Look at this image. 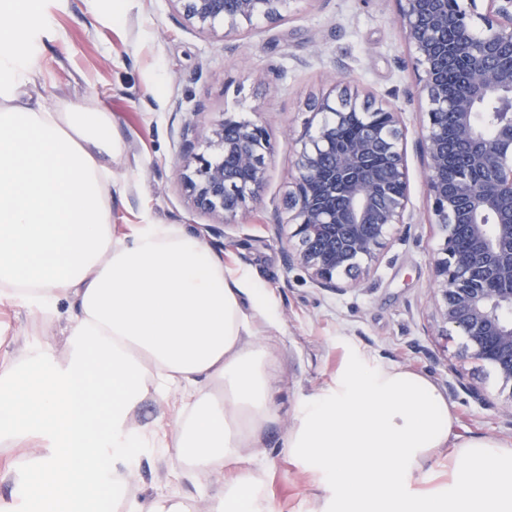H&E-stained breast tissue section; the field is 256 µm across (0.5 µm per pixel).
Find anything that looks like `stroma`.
Instances as JSON below:
<instances>
[{"mask_svg": "<svg viewBox=\"0 0 512 512\" xmlns=\"http://www.w3.org/2000/svg\"><path fill=\"white\" fill-rule=\"evenodd\" d=\"M55 18L59 36L48 45L40 78L49 104L97 101L127 144L112 164L117 230L139 223L147 211L159 223L202 232L227 267L248 269L273 295L276 322L257 316L253 323L270 352L276 418L259 447L243 449L242 463L225 465V477L251 468L273 512H318L335 496L282 443L298 407L331 380L348 344L443 389L458 380L483 386L497 405L512 398L488 369L460 357L462 337L445 335L435 314L431 260L442 234L416 150L427 116L395 0H291L282 18L259 21L241 35L199 30L177 0H127L117 25L94 17L84 0H64ZM338 77L401 108L410 176L406 237L385 251L360 288L341 293L318 288L289 266L291 228L278 223L295 174L291 143ZM226 118L263 124L271 144L261 195L232 225L222 214L197 209L183 178L186 161L209 152L212 131ZM44 344L65 346L56 323H34L25 310L0 306V353L18 356ZM448 400L460 437L512 440L496 408L461 390ZM37 454L0 444V470L11 471L0 481V512H58V502L38 498L26 462ZM171 465L155 450L119 462L129 502L181 491L168 477Z\"/></svg>", "mask_w": 512, "mask_h": 512, "instance_id": "stroma-1", "label": "stroma"}]
</instances>
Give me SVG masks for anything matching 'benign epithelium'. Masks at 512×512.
<instances>
[{
	"label": "benign epithelium",
	"mask_w": 512,
	"mask_h": 512,
	"mask_svg": "<svg viewBox=\"0 0 512 512\" xmlns=\"http://www.w3.org/2000/svg\"><path fill=\"white\" fill-rule=\"evenodd\" d=\"M201 30L227 34L275 19L288 0H176ZM397 0L398 23L419 69L428 126L419 142L426 188L443 243L432 260L438 313L447 334L465 339L463 355L512 385V0ZM459 88L448 94V77ZM317 106L321 120L296 142L297 174L288 193V264L320 288L359 285L380 258L409 200L402 116L350 90L344 80ZM495 129L489 141L475 117ZM354 113L357 137L337 134ZM214 153L194 157L185 175L197 208L227 223L245 213L265 182L263 125L226 119L213 131ZM454 157L460 174L448 175Z\"/></svg>",
	"instance_id": "1"
}]
</instances>
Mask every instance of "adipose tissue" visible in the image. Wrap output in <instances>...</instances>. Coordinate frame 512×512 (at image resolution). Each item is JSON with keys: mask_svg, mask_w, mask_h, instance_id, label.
Here are the masks:
<instances>
[{"mask_svg": "<svg viewBox=\"0 0 512 512\" xmlns=\"http://www.w3.org/2000/svg\"><path fill=\"white\" fill-rule=\"evenodd\" d=\"M59 0H0V304L63 324L66 349L0 357V441L37 435V488L70 512H119L124 460L162 448L176 480L239 460L275 413L268 351L251 313L271 293L225 268L203 238L143 214L112 229V160L125 143L100 104H48L38 88ZM156 416L134 418L144 403ZM446 394L427 376L350 349L302 404L284 446L336 489L321 512H512V441L454 440ZM448 481L413 486L440 450ZM211 512H270L251 471L208 489Z\"/></svg>", "mask_w": 512, "mask_h": 512, "instance_id": "adipose-tissue-1", "label": "adipose tissue"}]
</instances>
